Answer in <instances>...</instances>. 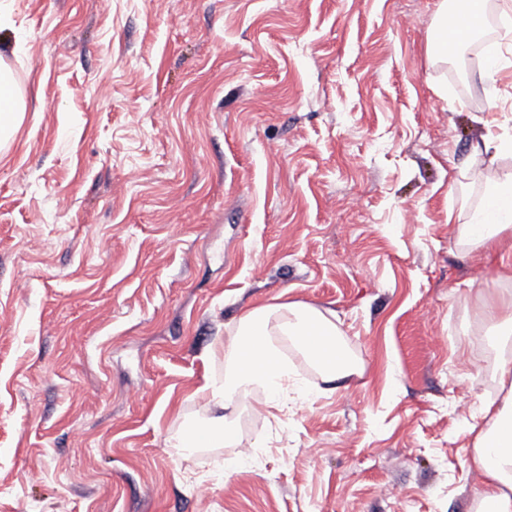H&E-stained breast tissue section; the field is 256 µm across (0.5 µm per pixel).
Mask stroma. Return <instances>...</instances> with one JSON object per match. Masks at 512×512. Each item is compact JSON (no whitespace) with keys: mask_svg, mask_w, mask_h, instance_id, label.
Masks as SVG:
<instances>
[{"mask_svg":"<svg viewBox=\"0 0 512 512\" xmlns=\"http://www.w3.org/2000/svg\"><path fill=\"white\" fill-rule=\"evenodd\" d=\"M439 0H0L25 103L0 141V512H473L497 393L453 240L512 155L503 0L476 57ZM494 78L480 75L494 55ZM336 314L363 365L278 411L252 392L183 454L209 354L260 304ZM471 344L457 348L463 328ZM440 2L437 20L428 40L427 54L432 58L447 61L448 54L458 53L460 47L472 39L476 27L465 31L455 29L448 33V2L451 1Z\"/></svg>","mask_w":512,"mask_h":512,"instance_id":"stroma-1","label":"stroma"}]
</instances>
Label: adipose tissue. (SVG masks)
<instances>
[{
    "label": "adipose tissue",
    "instance_id": "obj_1",
    "mask_svg": "<svg viewBox=\"0 0 512 512\" xmlns=\"http://www.w3.org/2000/svg\"><path fill=\"white\" fill-rule=\"evenodd\" d=\"M478 9L479 0H456L452 8L440 5L427 44L428 55L444 61L458 53L475 31L449 29L448 14L470 15ZM454 246L469 256L499 253L501 263L512 266V170L490 180L483 204L460 229ZM478 298L489 325L486 337L494 350L489 368L498 390L495 399L484 404L481 420L469 427L473 441L467 463L480 476L473 502L475 512H512V291L492 293L482 288ZM278 336L297 344L326 381H342L357 371L342 347L335 321L319 308L302 302L253 306L220 346L223 382H210L201 390L213 415L185 425L176 447L187 452L223 447L234 430L230 408L252 390H262L265 406L274 409L287 406L290 391L307 396V389L289 375L274 342Z\"/></svg>",
    "mask_w": 512,
    "mask_h": 512
}]
</instances>
